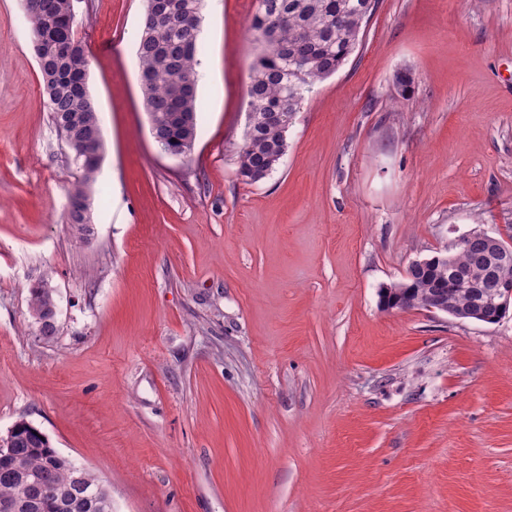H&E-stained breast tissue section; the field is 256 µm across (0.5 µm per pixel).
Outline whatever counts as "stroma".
I'll list each match as a JSON object with an SVG mask.
<instances>
[{
  "label": "stroma",
  "instance_id": "obj_1",
  "mask_svg": "<svg viewBox=\"0 0 512 512\" xmlns=\"http://www.w3.org/2000/svg\"><path fill=\"white\" fill-rule=\"evenodd\" d=\"M256 5L203 8L182 157L143 102L145 0H73L107 193L79 242V172L23 2L0 0V436L39 428L110 486L112 512H512V312L378 296L472 228L512 227V0H379L248 184Z\"/></svg>",
  "mask_w": 512,
  "mask_h": 512
}]
</instances>
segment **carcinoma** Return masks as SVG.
<instances>
[{"label": "carcinoma", "mask_w": 512, "mask_h": 512, "mask_svg": "<svg viewBox=\"0 0 512 512\" xmlns=\"http://www.w3.org/2000/svg\"><path fill=\"white\" fill-rule=\"evenodd\" d=\"M154 20H143L136 33L141 90L160 148L186 156L198 135L197 67L202 47L199 32L202 0H170ZM378 0H258L249 32L259 49L246 86L248 124L238 154V175L256 183L269 176L287 151L286 133L315 84L336 73L363 35V25ZM42 16L30 22L43 88L58 129L68 121L87 131L100 125L90 96L77 88L71 71L88 70L85 48L65 58L61 43L76 40L71 0H42ZM276 39L266 38L270 28ZM80 179L69 194L92 188L99 164L75 161ZM489 246L480 236L448 253V262L410 266L402 280L379 293L385 310L423 307L434 296L459 313L477 312L485 323L506 317L496 302L498 292L512 283V258L492 271ZM52 289H31L34 313L47 312ZM13 502L17 512H112V492L96 476L60 455L48 438L23 426L0 445V503Z\"/></svg>", "instance_id": "1"}]
</instances>
